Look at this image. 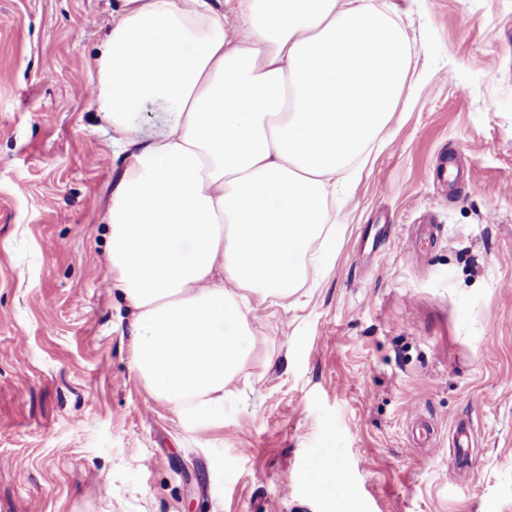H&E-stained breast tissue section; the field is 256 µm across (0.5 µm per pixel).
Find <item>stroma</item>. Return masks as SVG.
<instances>
[{"label":"stroma","instance_id":"stroma-1","mask_svg":"<svg viewBox=\"0 0 512 512\" xmlns=\"http://www.w3.org/2000/svg\"><path fill=\"white\" fill-rule=\"evenodd\" d=\"M118 2L0 0V512H512V0H376L412 47L385 146L201 428L131 372L106 267L129 159L88 65Z\"/></svg>","mask_w":512,"mask_h":512}]
</instances>
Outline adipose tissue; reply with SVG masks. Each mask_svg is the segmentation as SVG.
<instances>
[{
  "mask_svg": "<svg viewBox=\"0 0 512 512\" xmlns=\"http://www.w3.org/2000/svg\"><path fill=\"white\" fill-rule=\"evenodd\" d=\"M411 45L372 0H123L89 66L127 154L102 222L132 308L130 369L196 426L248 353L249 298L325 262L327 198L350 190L390 122ZM162 102L144 133L131 116Z\"/></svg>",
  "mask_w": 512,
  "mask_h": 512,
  "instance_id": "1",
  "label": "adipose tissue"
}]
</instances>
